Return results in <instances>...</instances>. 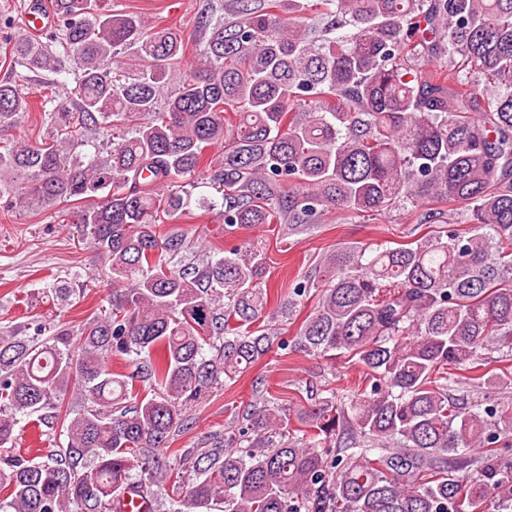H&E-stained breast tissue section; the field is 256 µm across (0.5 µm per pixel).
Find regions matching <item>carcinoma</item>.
Returning <instances> with one entry per match:
<instances>
[{"mask_svg":"<svg viewBox=\"0 0 512 512\" xmlns=\"http://www.w3.org/2000/svg\"><path fill=\"white\" fill-rule=\"evenodd\" d=\"M234 2V21L201 17L204 63L180 75L176 30L101 0H53L48 41L11 39L12 73H59L66 57L80 76L42 96L53 143L0 150V208L102 194L79 224L126 287L76 331L0 336V447L23 420L67 437L44 461L0 456V512H121L131 492L150 512H512V405L465 403L450 372L512 349V0ZM309 6L315 27L284 16ZM126 51L132 76L114 67ZM28 108L1 79L0 126ZM100 128L118 141L96 143ZM206 178L230 227L421 201L465 204L473 227L322 256L326 278L297 281L282 306L316 298L289 340L257 326L262 254L173 266L183 235L152 230ZM275 346L354 361L365 389L298 409L263 395L207 447L166 453L189 404ZM473 381L512 385V371ZM174 477L159 502L152 487Z\"/></svg>","mask_w":512,"mask_h":512,"instance_id":"cac0c4a2","label":"carcinoma"}]
</instances>
